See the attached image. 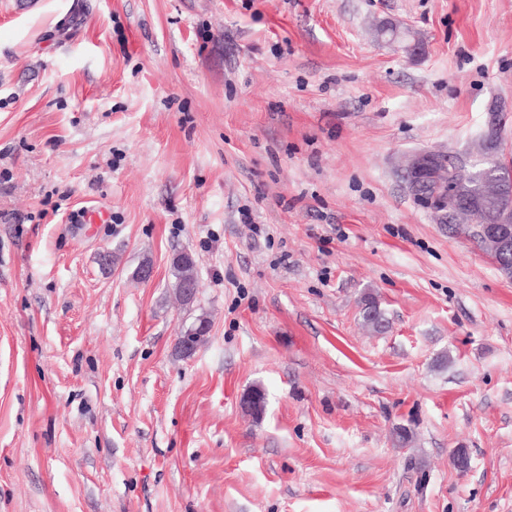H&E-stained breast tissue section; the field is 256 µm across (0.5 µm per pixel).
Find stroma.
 Wrapping results in <instances>:
<instances>
[{
	"instance_id": "stroma-1",
	"label": "stroma",
	"mask_w": 512,
	"mask_h": 512,
	"mask_svg": "<svg viewBox=\"0 0 512 512\" xmlns=\"http://www.w3.org/2000/svg\"><path fill=\"white\" fill-rule=\"evenodd\" d=\"M493 121L512 0H0V512H512V279L402 178ZM173 288L182 301V288L187 282L197 280L196 263L193 256L186 253L177 254L172 262ZM361 304L367 326L374 332H383L388 327L389 321L378 301L372 296H367L361 300Z\"/></svg>"
}]
</instances>
